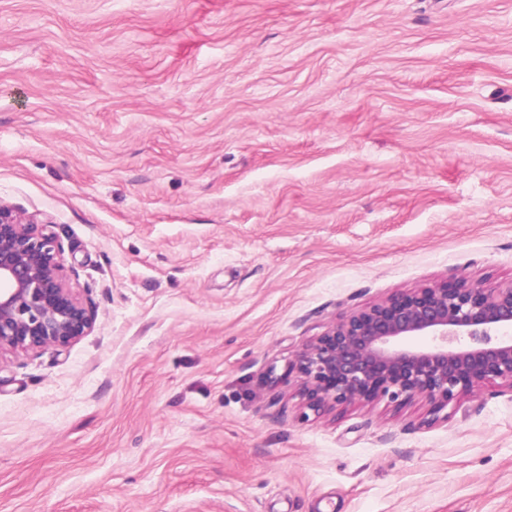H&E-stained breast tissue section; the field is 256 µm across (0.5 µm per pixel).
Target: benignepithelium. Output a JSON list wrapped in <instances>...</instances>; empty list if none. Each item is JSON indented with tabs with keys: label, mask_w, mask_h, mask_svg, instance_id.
Wrapping results in <instances>:
<instances>
[{
	"label": "benign epithelium",
	"mask_w": 512,
	"mask_h": 512,
	"mask_svg": "<svg viewBox=\"0 0 512 512\" xmlns=\"http://www.w3.org/2000/svg\"><path fill=\"white\" fill-rule=\"evenodd\" d=\"M50 225L0 202V350L62 351L95 314L64 279ZM308 409L421 400L440 419L463 392L512 388V283L458 282L402 293L329 325L288 362Z\"/></svg>",
	"instance_id": "7a95c632"
}]
</instances>
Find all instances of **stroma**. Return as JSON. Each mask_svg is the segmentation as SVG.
<instances>
[{
  "mask_svg": "<svg viewBox=\"0 0 512 512\" xmlns=\"http://www.w3.org/2000/svg\"><path fill=\"white\" fill-rule=\"evenodd\" d=\"M0 201L96 314L0 354V512H512V387L305 411L289 361L512 283V0H0Z\"/></svg>",
  "mask_w": 512,
  "mask_h": 512,
  "instance_id": "obj_1",
  "label": "stroma"
}]
</instances>
